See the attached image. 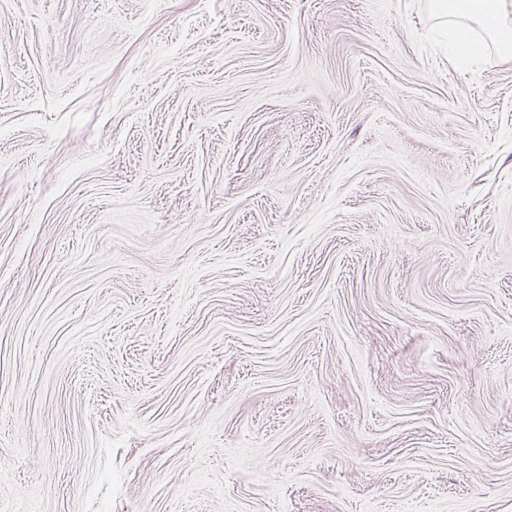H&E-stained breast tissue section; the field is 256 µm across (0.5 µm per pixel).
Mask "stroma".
Masks as SVG:
<instances>
[{
	"label": "stroma",
	"instance_id": "35a3bbf8",
	"mask_svg": "<svg viewBox=\"0 0 512 512\" xmlns=\"http://www.w3.org/2000/svg\"><path fill=\"white\" fill-rule=\"evenodd\" d=\"M430 0H0V512H512V57Z\"/></svg>",
	"mask_w": 512,
	"mask_h": 512
}]
</instances>
